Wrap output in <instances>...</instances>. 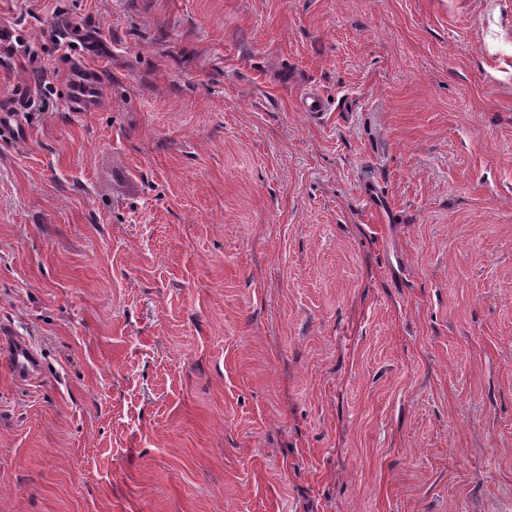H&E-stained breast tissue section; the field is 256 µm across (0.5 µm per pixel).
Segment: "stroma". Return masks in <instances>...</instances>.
Returning a JSON list of instances; mask_svg holds the SVG:
<instances>
[{
    "label": "stroma",
    "instance_id": "35a3bbf8",
    "mask_svg": "<svg viewBox=\"0 0 512 512\" xmlns=\"http://www.w3.org/2000/svg\"><path fill=\"white\" fill-rule=\"evenodd\" d=\"M0 30V108L30 94L0 332L40 360L0 357V512H512V0H0ZM101 79L96 71L85 66L70 69L66 104L73 112H92L99 104ZM1 346L12 376L18 381L34 379L38 360L32 347L11 336H1Z\"/></svg>",
    "mask_w": 512,
    "mask_h": 512
}]
</instances>
